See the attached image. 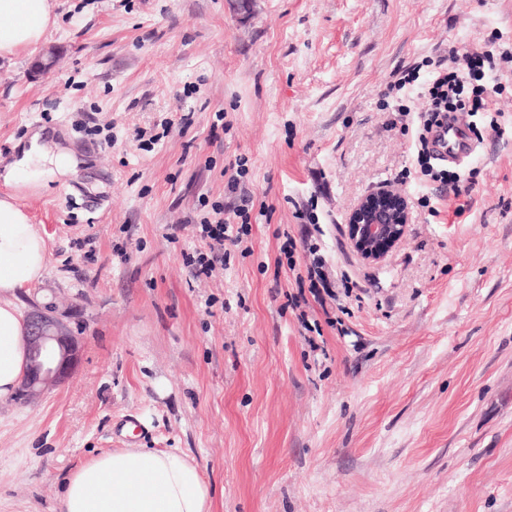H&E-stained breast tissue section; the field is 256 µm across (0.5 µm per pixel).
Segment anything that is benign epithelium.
Masks as SVG:
<instances>
[{
  "label": "benign epithelium",
  "mask_w": 512,
  "mask_h": 512,
  "mask_svg": "<svg viewBox=\"0 0 512 512\" xmlns=\"http://www.w3.org/2000/svg\"><path fill=\"white\" fill-rule=\"evenodd\" d=\"M410 220L407 198L384 183L362 196L347 216L349 245L366 263H379L404 239ZM29 369L19 385L22 397L35 399L61 385L80 360V337L51 304L27 314Z\"/></svg>",
  "instance_id": "obj_1"
}]
</instances>
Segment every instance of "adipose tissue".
Segmentation results:
<instances>
[{
    "label": "adipose tissue",
    "mask_w": 512,
    "mask_h": 512,
    "mask_svg": "<svg viewBox=\"0 0 512 512\" xmlns=\"http://www.w3.org/2000/svg\"><path fill=\"white\" fill-rule=\"evenodd\" d=\"M56 23L52 0H0V60L41 45ZM79 162L62 141L32 134L0 179L5 184L66 185ZM47 245L24 207L0 196V400L13 396L26 371L27 323L15 303L41 282ZM64 512H212L210 487L198 466L173 450L119 448L92 458L69 478Z\"/></svg>",
    "instance_id": "adipose-tissue-1"
}]
</instances>
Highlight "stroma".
<instances>
[{
  "label": "stroma",
  "instance_id": "stroma-1",
  "mask_svg": "<svg viewBox=\"0 0 512 512\" xmlns=\"http://www.w3.org/2000/svg\"><path fill=\"white\" fill-rule=\"evenodd\" d=\"M54 13L52 70L34 48L0 61V163L38 128L91 148L67 186L14 189L48 246L20 309L54 302L82 355L38 400L0 401V512H61L130 418L141 447L198 465L212 512H512V67L458 196L408 151L423 98L383 96L483 41L512 49V0ZM384 182L411 219L367 265L346 218ZM215 204L245 233L199 276L185 256Z\"/></svg>",
  "mask_w": 512,
  "mask_h": 512
}]
</instances>
